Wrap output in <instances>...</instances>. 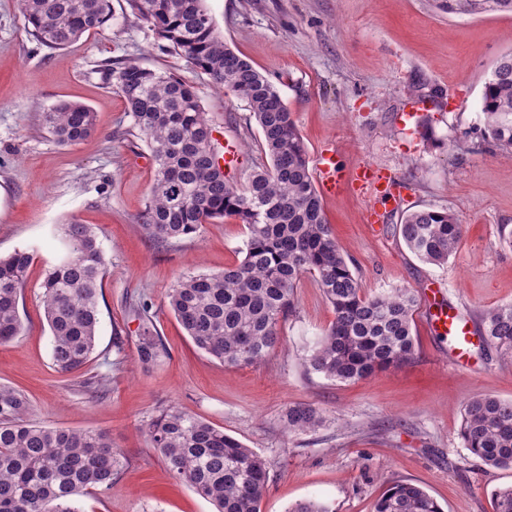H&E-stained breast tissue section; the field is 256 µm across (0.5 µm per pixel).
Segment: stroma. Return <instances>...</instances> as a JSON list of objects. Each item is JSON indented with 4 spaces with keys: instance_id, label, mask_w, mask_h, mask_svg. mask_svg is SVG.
<instances>
[{
    "instance_id": "obj_1",
    "label": "stroma",
    "mask_w": 512,
    "mask_h": 512,
    "mask_svg": "<svg viewBox=\"0 0 512 512\" xmlns=\"http://www.w3.org/2000/svg\"><path fill=\"white\" fill-rule=\"evenodd\" d=\"M225 43L269 77L316 159L335 148L342 163H370L406 189L385 221L370 224V195L324 199L343 252L369 293L421 292L433 278L474 316L512 304V154L485 138L483 86L512 52V15L445 14L432 0H205ZM126 59L176 73L193 84L214 135L238 147L237 182L260 167V131L246 105L166 51L133 14L112 0V18L63 49L30 35L16 0H0V254L33 256L19 300L22 332L0 344V383L23 390L42 426L108 432L126 463L112 489L85 498V512H213L172 478L142 432L145 420L176 405L233 436L268 462L261 512L314 500L330 512H373L393 482L424 488L444 512H494L491 493L512 485V470L483 465L464 448V405L490 395L512 401V357L476 340L465 364L448 358V340L414 313L411 362L355 383L307 372L304 359L333 320L312 276L297 290L282 340L255 365L226 366L199 351L170 313L178 277L219 272L243 258L248 230L230 218L193 237L161 244L140 218L154 177L144 136L134 128L108 65ZM433 105L399 120L418 96ZM77 101L96 114L94 132L64 146L44 129V112ZM447 209L465 231L447 264L417 259L396 230L407 209ZM92 225L108 271L99 294L92 360L58 372L41 283L62 247L60 225ZM148 305L163 352L138 354ZM111 373L100 396L85 379ZM303 404L326 422L312 432L285 430L288 406Z\"/></svg>"
}]
</instances>
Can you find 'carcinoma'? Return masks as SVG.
I'll return each instance as SVG.
<instances>
[{
    "instance_id": "carcinoma-1",
    "label": "carcinoma",
    "mask_w": 512,
    "mask_h": 512,
    "mask_svg": "<svg viewBox=\"0 0 512 512\" xmlns=\"http://www.w3.org/2000/svg\"><path fill=\"white\" fill-rule=\"evenodd\" d=\"M448 14H512V0H435ZM31 34L55 49L104 29L112 0H16ZM132 13L180 58L212 83L244 102L262 134L267 164L241 187L220 164L194 87L169 71L118 60L108 77L124 99L127 115L145 136L155 164L142 216L145 234L171 243L197 234L202 224L231 218L247 226L243 259L220 273L180 277L168 308L196 347L224 365H254L280 342V327L294 311L296 292L312 275L334 314L306 358L310 372L336 382H357L413 358L416 298L408 289L364 292L342 253L312 178L307 149L291 111L271 80L236 54L218 35L205 0H128ZM484 134L512 149V53L503 56L484 84ZM43 123L62 145L76 144L95 129V112L62 102ZM421 261L444 265L457 249L464 225L448 210L405 212L396 225ZM63 252L45 273L44 315L52 335V361L63 373L85 365L96 346L98 290L108 261L88 224L61 228ZM32 256L16 250L0 256V343L21 333L18 304ZM140 357L159 356L147 307ZM485 340L512 354V304L482 316ZM26 395L0 384V512H84L82 498L108 491L123 456L101 431L48 428L30 419ZM290 432L323 423L310 406H288ZM149 445L170 474L207 499L215 512H260L267 463L223 430L178 406H168L144 426ZM463 445L494 469H512V401L479 396L467 403L460 427ZM495 512H512V485L493 491ZM375 512H443L410 481L390 486Z\"/></svg>"
}]
</instances>
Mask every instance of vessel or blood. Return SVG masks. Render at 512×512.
I'll return each instance as SVG.
<instances>
[{"instance_id": "vessel-or-blood-1", "label": "vessel or blood", "mask_w": 512, "mask_h": 512, "mask_svg": "<svg viewBox=\"0 0 512 512\" xmlns=\"http://www.w3.org/2000/svg\"><path fill=\"white\" fill-rule=\"evenodd\" d=\"M316 171L325 197L335 198L344 192L358 190L373 196L376 204L381 200L391 204L396 201L391 178L373 165L357 164L343 173L336 168L334 152L325 149L317 157ZM445 288V283L428 281L430 308L427 320L433 329L448 337L449 355L454 362L459 363L468 354L472 343V317L457 304L448 301Z\"/></svg>"}]
</instances>
